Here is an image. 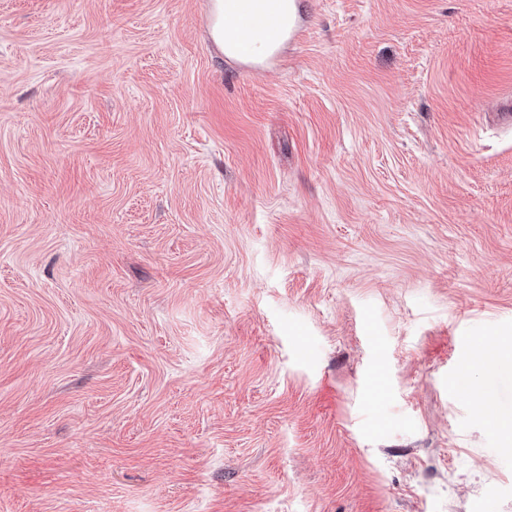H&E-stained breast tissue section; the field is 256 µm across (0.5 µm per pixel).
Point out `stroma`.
<instances>
[{"label": "stroma", "mask_w": 512, "mask_h": 512, "mask_svg": "<svg viewBox=\"0 0 512 512\" xmlns=\"http://www.w3.org/2000/svg\"><path fill=\"white\" fill-rule=\"evenodd\" d=\"M301 2L0 0V512H512V0ZM236 12L243 17L245 28L250 31H259L265 29H274L279 27L278 20L272 14L256 8L254 0H236ZM260 5L267 11L279 15L285 25L286 30L281 31L284 36H276L270 32L252 33L246 44V55L254 62H263L268 57L275 54L281 48L288 29V21L294 22L297 18L298 5L296 0H260ZM469 343L477 348V353L469 358L465 364L457 367L459 377L467 378L470 374L471 368L479 369L484 368L490 364L496 355V349L491 342L484 341L481 336H474L469 338Z\"/></svg>", "instance_id": "1"}]
</instances>
